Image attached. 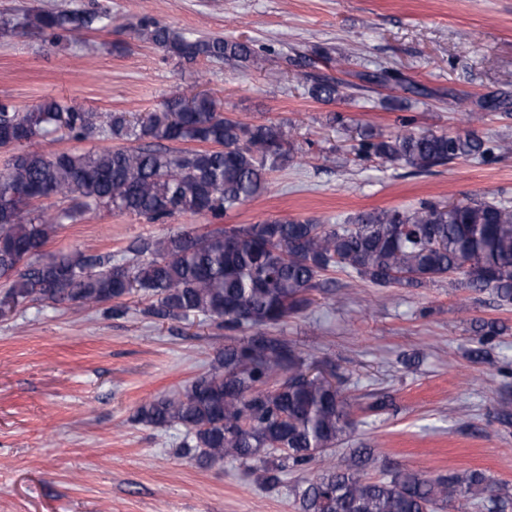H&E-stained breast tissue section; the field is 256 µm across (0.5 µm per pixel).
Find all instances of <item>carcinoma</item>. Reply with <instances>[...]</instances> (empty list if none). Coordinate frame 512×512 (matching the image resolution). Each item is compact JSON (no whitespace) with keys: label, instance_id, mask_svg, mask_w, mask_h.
<instances>
[{"label":"carcinoma","instance_id":"obj_1","mask_svg":"<svg viewBox=\"0 0 512 512\" xmlns=\"http://www.w3.org/2000/svg\"><path fill=\"white\" fill-rule=\"evenodd\" d=\"M111 20L106 9H60L26 15L52 43L82 42L83 34ZM139 34L169 56L187 62H254L249 41L193 37L142 20ZM345 84L312 80L320 101L343 95ZM488 113L512 116V93L483 100L473 122ZM50 132L76 141L109 139L100 150L44 153L25 147ZM200 149H175L173 143ZM0 148L13 154L0 172V279L15 305L48 301L95 307L120 317L123 299L136 291L152 299L143 313L157 319L203 315L231 335L207 371L183 389L138 407L132 421L153 428L180 426L183 454L201 467L235 461L276 487L291 471L320 461L319 472L293 486L300 512H508L512 494L486 472L467 469L431 475L395 468L368 473L369 457L350 455L338 466L332 453L355 425L340 384L311 365L293 342L271 330L302 312L309 292L336 268L382 287L417 288L462 276L474 291L512 304V207L499 202H423L408 209L359 214L350 224L275 219L218 225L204 233L179 229L145 238L119 254L82 250L48 254L45 246L63 224L106 209L162 223L177 214L221 218L266 189V173L296 150L293 127L247 124L224 115L208 93L175 95L152 112L104 116L47 98L25 112L0 101ZM359 151L415 174L455 160L476 159L488 148L473 131L389 134L367 129ZM67 202L54 215L36 203ZM252 334L242 339L238 331ZM495 321L474 331L479 358L500 335Z\"/></svg>","mask_w":512,"mask_h":512}]
</instances>
